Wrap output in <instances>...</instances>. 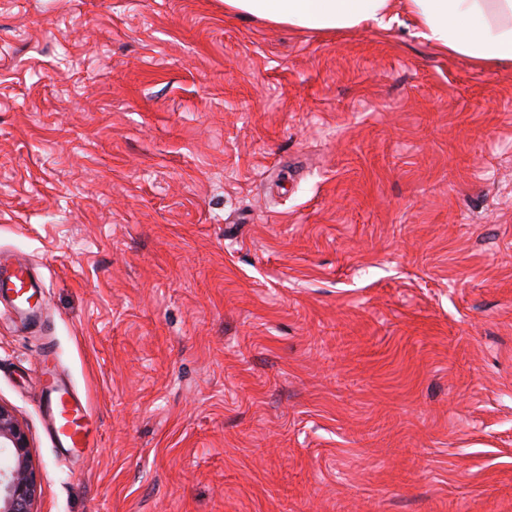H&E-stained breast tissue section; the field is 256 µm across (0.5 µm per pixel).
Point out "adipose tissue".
I'll use <instances>...</instances> for the list:
<instances>
[{
  "label": "adipose tissue",
  "mask_w": 512,
  "mask_h": 512,
  "mask_svg": "<svg viewBox=\"0 0 512 512\" xmlns=\"http://www.w3.org/2000/svg\"><path fill=\"white\" fill-rule=\"evenodd\" d=\"M397 5L437 50L482 65L512 61V0H224L226 13L321 33L365 23L389 31Z\"/></svg>",
  "instance_id": "1"
}]
</instances>
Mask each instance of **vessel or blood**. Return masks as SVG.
<instances>
[{
	"mask_svg": "<svg viewBox=\"0 0 512 512\" xmlns=\"http://www.w3.org/2000/svg\"><path fill=\"white\" fill-rule=\"evenodd\" d=\"M28 269L22 265L0 264V304L23 309L27 291H38ZM49 432L56 447L77 452L89 447L91 428L90 413L86 403L66 387H56L54 395L45 402Z\"/></svg>",
	"mask_w": 512,
	"mask_h": 512,
	"instance_id": "vessel-or-blood-1",
	"label": "vessel or blood"
}]
</instances>
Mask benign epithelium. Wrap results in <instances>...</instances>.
Wrapping results in <instances>:
<instances>
[{
  "instance_id": "1",
  "label": "benign epithelium",
  "mask_w": 512,
  "mask_h": 512,
  "mask_svg": "<svg viewBox=\"0 0 512 512\" xmlns=\"http://www.w3.org/2000/svg\"><path fill=\"white\" fill-rule=\"evenodd\" d=\"M0 512H34L38 483L28 434L14 411L0 403Z\"/></svg>"
}]
</instances>
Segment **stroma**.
Returning a JSON list of instances; mask_svg holds the SVG:
<instances>
[{"instance_id": "1", "label": "stroma", "mask_w": 512, "mask_h": 512, "mask_svg": "<svg viewBox=\"0 0 512 512\" xmlns=\"http://www.w3.org/2000/svg\"><path fill=\"white\" fill-rule=\"evenodd\" d=\"M0 254L47 288L0 312L37 512H512V62L0 0ZM45 414L57 448L78 452L89 447L91 415L87 404L74 391L65 386L52 389L45 402Z\"/></svg>"}]
</instances>
